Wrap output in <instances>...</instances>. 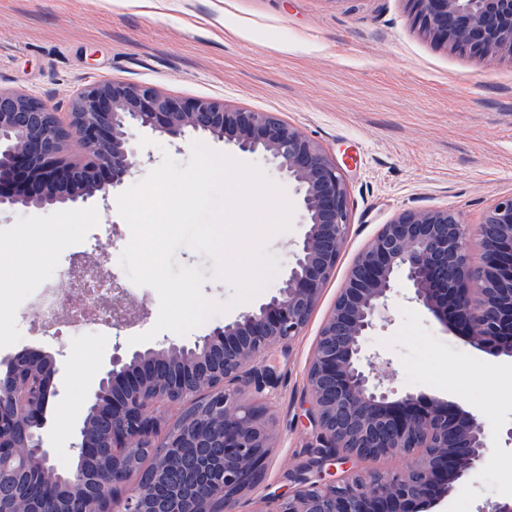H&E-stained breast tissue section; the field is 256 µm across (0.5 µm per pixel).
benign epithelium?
Instances as JSON below:
<instances>
[{"mask_svg":"<svg viewBox=\"0 0 512 512\" xmlns=\"http://www.w3.org/2000/svg\"><path fill=\"white\" fill-rule=\"evenodd\" d=\"M414 23L431 39L488 62L512 55V0H407ZM183 138L204 132L234 150L270 164L292 186L301 235L275 292L191 344L125 355L115 347L110 368L90 394L72 454L98 453L88 420L112 419V491L104 499L70 502L64 512H235L238 498L262 483L269 433L244 392L273 387L265 358L287 346L307 324L336 266L350 225L345 176L323 147L267 112L233 109L208 99L172 97L154 85L114 82L85 87L61 114L30 94L0 89V207L42 200L65 204L107 196L142 165L137 133ZM85 159L64 154L71 137ZM482 253L474 259L471 230L446 208L405 211L389 223L352 265L323 324L307 373L310 419L319 456L288 474L286 496L261 500L255 512H417L448 495L483 462L488 436L473 413L438 399L384 390L370 370L361 340L386 317L402 277L409 300L478 347L512 355V196L497 200L480 225ZM112 277V327L136 322L139 304ZM29 353L9 361L0 378V456L24 446L38 456L41 476L56 475L45 427L43 394L60 371L57 361ZM205 400L193 427L196 459L173 476L171 490L148 499L141 483L127 485L126 465L141 448H163L166 459L182 437L165 429L156 401L186 411ZM400 456L401 470L352 468L343 478L321 476L328 460Z\"/></svg>","mask_w":512,"mask_h":512,"instance_id":"1","label":"benign epithelium"}]
</instances>
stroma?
<instances>
[{
  "label": "stroma",
  "instance_id": "35a3bbf8",
  "mask_svg": "<svg viewBox=\"0 0 512 512\" xmlns=\"http://www.w3.org/2000/svg\"><path fill=\"white\" fill-rule=\"evenodd\" d=\"M109 80L272 113L334 156L346 178L351 219L335 270L300 335L270 349L275 385L243 396L271 432L265 480L236 507L255 512L265 495L287 492L288 472L311 452L307 369L360 253L404 211L447 207L476 229L493 203L512 195V56L488 63L432 41L406 0H0V88L67 112L78 90ZM140 139L151 159L125 186L163 155L189 159L191 139L151 131ZM21 235L29 252L0 284V372L23 351L57 360L44 435L50 448H67L114 346L153 327L159 298L138 287L145 315L136 324L73 334L47 328L27 306L34 272L59 283L89 256L103 255L127 280L119 259L131 232L115 195L1 211L0 253H15ZM406 294L398 283L389 320L364 336L363 352L390 362L393 390L458 404L491 437L479 471L425 512H490L512 501V357L476 349ZM70 406L72 419L61 423Z\"/></svg>",
  "mask_w": 512,
  "mask_h": 512
}]
</instances>
